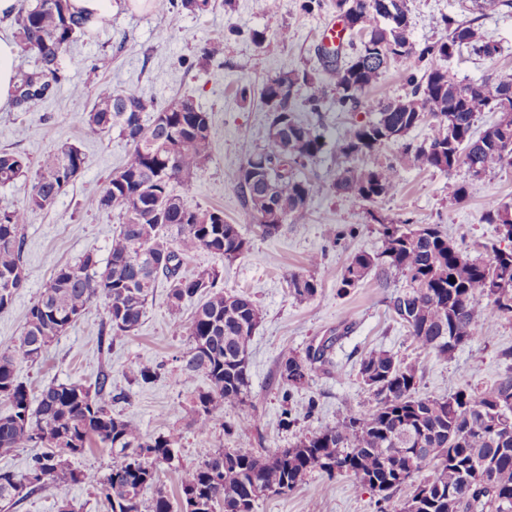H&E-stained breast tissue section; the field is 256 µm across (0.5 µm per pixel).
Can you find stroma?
I'll return each instance as SVG.
<instances>
[{"instance_id":"1","label":"stroma","mask_w":512,"mask_h":512,"mask_svg":"<svg viewBox=\"0 0 512 512\" xmlns=\"http://www.w3.org/2000/svg\"><path fill=\"white\" fill-rule=\"evenodd\" d=\"M303 3L278 0L277 10L270 12L265 0H209L204 10L191 13L154 4L134 9L129 0H112L111 18L79 37L63 54L61 80L48 97L14 100L0 108V150L21 153L33 165L46 151L64 143L77 146L85 156L80 176L24 226L26 282L13 304L0 312V350L17 344L28 309L56 269L87 252L106 260L112 237L123 222L119 211L98 208L94 202L95 193L123 166L131 150L116 130L97 139L86 137L82 118L97 87L109 84L132 90L160 107L186 96L212 116L209 158L188 183H172L171 189L191 206L223 210L225 221L240 225L250 242L249 251L233 262L200 250L182 265L186 274L218 270L224 289L250 296L260 306L262 322L249 342L250 401L223 409L222 424L209 430L192 424L189 402L209 382L204 376L188 378L180 372L188 336L169 321L168 288L162 281L148 298L138 330L111 349L98 345L97 330L107 319L98 299L38 362L17 366L19 379L34 399L51 382L91 385L100 371H107L115 415L146 435L178 434L172 463L161 465L158 472L159 487L172 497L178 494L182 471L216 449L242 444L262 452L286 448L306 434L335 425L347 413L372 410L375 397L358 375L361 359L370 352L385 350L415 364L419 395L438 398L466 385L481 389L492 384L505 370L500 351L512 348V319L494 317L485 320L475 339L458 348L452 358L425 353L387 310V297L407 286L405 277L392 269L383 277L370 272L348 293L338 291L349 257L382 251L379 224L383 221L407 219L415 229L441 225L471 257L486 258V245L499 237L494 225L481 223L480 217L489 202L512 204V165L475 180L463 166L447 173L408 167L392 195L372 204L355 201L331 188L341 165L332 144L355 125L373 120L374 112H340L332 105L312 112L300 99L297 119L318 127L327 142L305 173L325 190L274 236H262L249 222L237 174L246 156L266 142L269 119L260 101L262 85L284 71L326 76L319 56L321 29L336 20V9L333 0H321L320 7L309 12ZM406 10L410 39L417 46L440 39L442 20L451 16L473 21L479 34L498 43L501 51L491 59L464 49L447 61L433 56L391 64L369 92L370 101L404 96L409 68L420 74L441 66L457 79L474 83L487 77L512 78V8L484 15L473 0H406ZM255 30L278 37L274 51L252 41ZM218 40L224 44L222 63L198 65L199 49ZM77 86L83 88V95L74 94ZM453 182L469 185L463 204L448 197ZM295 273L314 278L318 284L314 297L300 301L290 293L288 279ZM327 338L334 341L327 363L317 367L308 386L284 395L275 378L279 359ZM144 363L164 366L153 383L138 381ZM287 404L293 408L294 421L284 427L280 419ZM110 463L109 450L96 445L73 458V467L86 475L70 493L75 512H109L96 484ZM376 499V493L356 487L354 478H331L315 470L293 491L259 498L255 512H377Z\"/></svg>"}]
</instances>
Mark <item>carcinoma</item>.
Here are the masks:
<instances>
[{"instance_id":"cac0c4a2","label":"carcinoma","mask_w":512,"mask_h":512,"mask_svg":"<svg viewBox=\"0 0 512 512\" xmlns=\"http://www.w3.org/2000/svg\"><path fill=\"white\" fill-rule=\"evenodd\" d=\"M44 0L21 11L17 38L24 51L35 53L38 71L24 74L18 86L21 100H37L60 81V61L67 47L87 32L85 20L71 11L69 0ZM356 14L343 29L360 36L351 44L354 55L322 54L342 112L367 107V95L393 62L413 57L450 58L462 48L493 57L498 44L478 35L469 21L448 17L437 42L416 48L410 42L405 0H390L395 16L380 13L379 0H356ZM410 92L378 102L375 119L355 126L335 142L342 159L332 185L355 201L375 203L392 194L406 167L449 172L464 165L479 179L502 166L501 143L512 140V96L499 95L512 78L462 82L441 68L421 78L409 75ZM304 97L312 112L326 104V87L311 75L283 72L267 80L261 100L270 116L265 146L251 153L240 168L253 167V178L237 181L247 204L249 221L266 236L274 235L288 218L308 210L324 187L302 175L300 167L326 146L315 127L297 120L294 102ZM499 112V119L474 136L476 114ZM434 120L435 134L420 145L404 141L425 116ZM85 134L97 137L119 129L131 145L128 159L95 196L99 207L117 209L123 217L112 237L104 268L88 252L60 267L38 300L29 308L23 335L12 351L0 352V398L9 409L0 413V456L41 444L47 448L20 474L0 472V501L13 506L50 488L60 512H74L71 487L84 474L71 468L68 457L83 454L92 443L110 450L109 472L99 482V493L110 512H254L262 496L281 495L296 488L317 469L329 477L354 478L384 494L378 512H512V367L481 391L464 388L442 398L422 397L416 391V367L387 351L364 357L359 375L374 392L373 410L349 414L333 427L306 434L289 448L260 454L253 448H220L181 478L178 500L158 486L161 465L171 462L174 434L151 437L112 413L109 376L100 374L94 388L75 382H53L32 405L27 385L17 376L18 361L34 362L72 324L68 315H82L96 299H103L107 321L98 330L99 343L113 345L138 329L148 297L159 277L168 284L167 313L178 328L186 329L189 348L182 357L181 374L204 375L210 381L189 405L192 424L207 430L220 419L219 410L236 408L251 397L249 341L262 320L261 308L250 298L218 286L219 274L203 270L183 276L186 256L206 250L232 262L249 250L238 224H192L186 217L205 210L190 206L169 189L173 180H185L209 157L211 113L181 97L163 109L133 91L101 86L92 108L83 117ZM153 131L151 143L140 144L136 134ZM399 145L393 162L381 168L359 169L351 162L383 145ZM82 152L68 144L43 154L32 194L22 209L0 215V311L15 292L9 283L25 279L22 264V225L28 216L53 203L69 184L63 170L83 167ZM29 161L16 152H0V185L26 175ZM481 221L512 226V205L492 202ZM384 249L379 254L358 253L345 265L339 290L357 287L372 270L401 272L408 289L387 298L393 318L408 329L424 350L450 358L485 318H512V249L486 247L488 260L473 258L436 226L418 229L401 221L381 225ZM158 254L165 263L152 271L139 261L143 252ZM292 295L308 299L317 292L313 277L294 274ZM205 300L189 324L183 322L185 303ZM328 346L306 349L281 359V385L289 390L309 383L316 364H325ZM428 475L420 482L415 478ZM156 487L150 510H143L144 489ZM414 490L397 506L394 494Z\"/></svg>"}]
</instances>
